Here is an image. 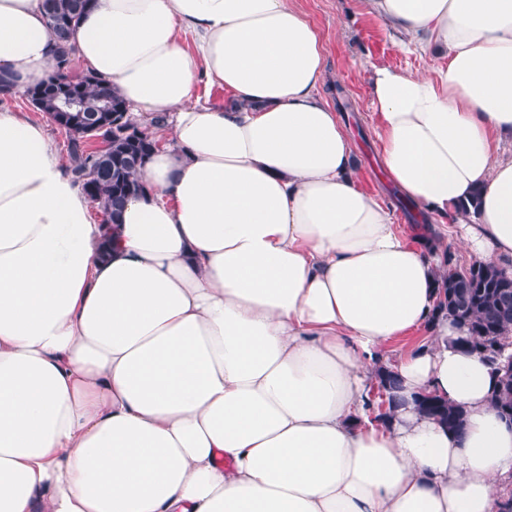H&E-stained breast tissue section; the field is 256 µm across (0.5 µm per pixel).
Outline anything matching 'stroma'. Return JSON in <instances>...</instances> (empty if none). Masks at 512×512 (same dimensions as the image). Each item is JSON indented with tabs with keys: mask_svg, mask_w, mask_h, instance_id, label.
I'll return each instance as SVG.
<instances>
[{
	"mask_svg": "<svg viewBox=\"0 0 512 512\" xmlns=\"http://www.w3.org/2000/svg\"><path fill=\"white\" fill-rule=\"evenodd\" d=\"M294 5L321 35L326 82L344 86L354 105L353 111L339 113L338 118L352 141L356 179L362 189L380 198L398 230L414 237L411 217L391 193L378 159L369 78L379 66L426 71L437 65V58L404 52L400 34L368 15L361 0H294Z\"/></svg>",
	"mask_w": 512,
	"mask_h": 512,
	"instance_id": "35a3bbf8",
	"label": "stroma"
}]
</instances>
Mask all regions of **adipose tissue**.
<instances>
[{
  "label": "adipose tissue",
  "instance_id": "obj_1",
  "mask_svg": "<svg viewBox=\"0 0 512 512\" xmlns=\"http://www.w3.org/2000/svg\"><path fill=\"white\" fill-rule=\"evenodd\" d=\"M447 52L374 68L384 172L421 208L395 229L351 169L292 0H97L75 58L157 146L114 227L46 127L0 111V512H498L512 423L435 310L444 234L512 263V0H363ZM44 0H0V71L44 79ZM223 85L201 102L199 76ZM427 328L422 341L400 340ZM405 405L375 420L378 369ZM462 407L463 432L420 413ZM415 403L424 415L436 420L448 431L459 432L462 429L466 417L462 408L429 394L416 397Z\"/></svg>",
  "mask_w": 512,
  "mask_h": 512
}]
</instances>
